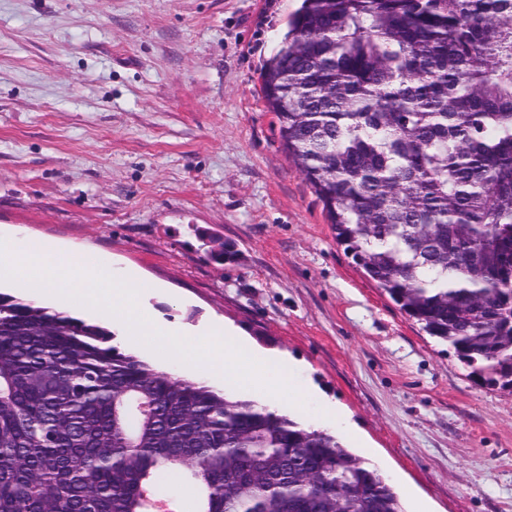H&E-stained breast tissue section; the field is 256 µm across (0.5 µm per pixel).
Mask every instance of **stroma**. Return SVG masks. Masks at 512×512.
Instances as JSON below:
<instances>
[{
  "mask_svg": "<svg viewBox=\"0 0 512 512\" xmlns=\"http://www.w3.org/2000/svg\"><path fill=\"white\" fill-rule=\"evenodd\" d=\"M298 0H0V236L101 254L291 363L432 512H512V392L427 336L337 244L260 68ZM224 244L209 261L210 241Z\"/></svg>",
  "mask_w": 512,
  "mask_h": 512,
  "instance_id": "stroma-1",
  "label": "stroma"
}]
</instances>
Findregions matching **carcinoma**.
<instances>
[{"mask_svg":"<svg viewBox=\"0 0 512 512\" xmlns=\"http://www.w3.org/2000/svg\"><path fill=\"white\" fill-rule=\"evenodd\" d=\"M336 242L512 391V0H301L260 70ZM0 292V512H404L346 448Z\"/></svg>","mask_w":512,"mask_h":512,"instance_id":"cac0c4a2","label":"carcinoma"}]
</instances>
